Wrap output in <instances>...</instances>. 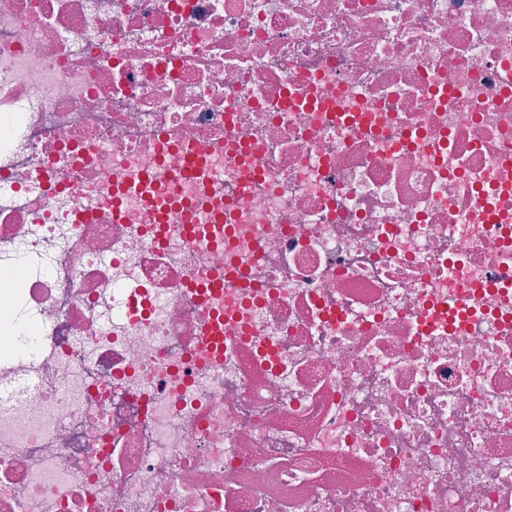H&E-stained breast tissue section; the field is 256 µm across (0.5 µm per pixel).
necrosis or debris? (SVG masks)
<instances>
[{
  "label": "necrosis or debris",
  "mask_w": 512,
  "mask_h": 512,
  "mask_svg": "<svg viewBox=\"0 0 512 512\" xmlns=\"http://www.w3.org/2000/svg\"><path fill=\"white\" fill-rule=\"evenodd\" d=\"M2 390L0 512H512V0H0Z\"/></svg>",
  "instance_id": "obj_1"
}]
</instances>
